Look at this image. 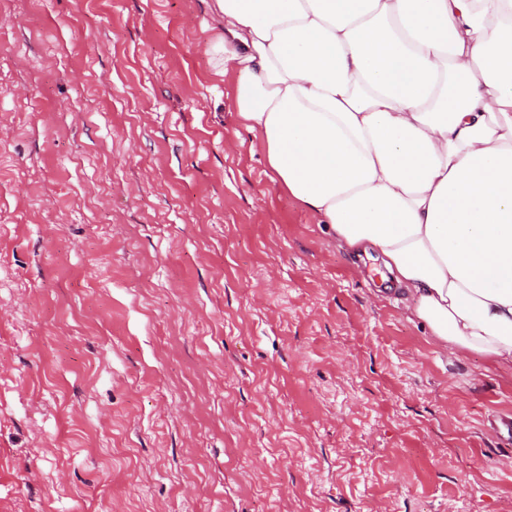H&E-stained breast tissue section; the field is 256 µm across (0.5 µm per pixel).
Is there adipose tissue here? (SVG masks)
I'll return each instance as SVG.
<instances>
[{
	"mask_svg": "<svg viewBox=\"0 0 512 512\" xmlns=\"http://www.w3.org/2000/svg\"><path fill=\"white\" fill-rule=\"evenodd\" d=\"M214 2L271 180L437 346L512 368V0Z\"/></svg>",
	"mask_w": 512,
	"mask_h": 512,
	"instance_id": "1",
	"label": "adipose tissue"
}]
</instances>
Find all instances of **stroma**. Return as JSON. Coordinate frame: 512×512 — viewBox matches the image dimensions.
I'll return each mask as SVG.
<instances>
[{
  "mask_svg": "<svg viewBox=\"0 0 512 512\" xmlns=\"http://www.w3.org/2000/svg\"><path fill=\"white\" fill-rule=\"evenodd\" d=\"M211 4L0 0V512H512V371L283 196Z\"/></svg>",
  "mask_w": 512,
  "mask_h": 512,
  "instance_id": "1",
  "label": "stroma"
}]
</instances>
